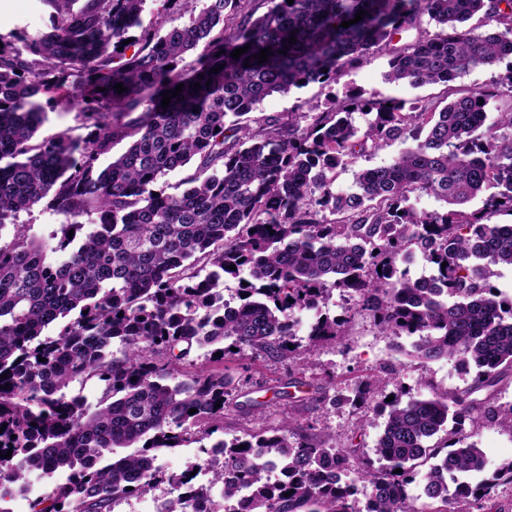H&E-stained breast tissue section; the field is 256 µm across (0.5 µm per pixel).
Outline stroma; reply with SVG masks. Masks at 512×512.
Segmentation results:
<instances>
[{
  "instance_id": "35a3bbf8",
  "label": "stroma",
  "mask_w": 512,
  "mask_h": 512,
  "mask_svg": "<svg viewBox=\"0 0 512 512\" xmlns=\"http://www.w3.org/2000/svg\"><path fill=\"white\" fill-rule=\"evenodd\" d=\"M48 13L43 0H8L7 6L0 8V35L17 32L35 35L45 30ZM387 70L386 57L377 56L362 68L344 74L333 87L311 83L285 96L268 97L260 110L266 115L285 114L300 105L323 103L327 93L340 95L349 88L408 101L418 97L436 101L447 95L448 87L441 84L414 89L388 83ZM77 98L78 93L69 81L38 94L37 99L47 112L38 138L62 131L75 138L86 135V128L77 118ZM326 312L347 319L345 336L311 348L296 370H289L287 363L261 355L249 354L225 362L224 372L233 380V391L224 419L217 425V438L228 441L262 433L289 415L298 436L310 435L354 448L350 465L356 469L363 459L374 458L376 441L385 424V415L376 405H352L359 386L381 378L385 381L384 394L404 389L427 396L435 390L465 388L471 381L454 363L444 360L425 363L409 355L406 347L411 343L410 337L397 339L382 334L372 312L360 308L356 298L332 291ZM292 373L312 382L315 392L301 402L274 398V390ZM249 399L263 402V410H241V403Z\"/></svg>"
}]
</instances>
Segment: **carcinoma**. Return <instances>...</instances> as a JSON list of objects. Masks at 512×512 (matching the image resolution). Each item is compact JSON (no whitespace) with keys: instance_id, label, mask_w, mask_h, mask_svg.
Masks as SVG:
<instances>
[{"instance_id":"cac0c4a2","label":"carcinoma","mask_w":512,"mask_h":512,"mask_svg":"<svg viewBox=\"0 0 512 512\" xmlns=\"http://www.w3.org/2000/svg\"><path fill=\"white\" fill-rule=\"evenodd\" d=\"M145 2L43 0L46 30L0 35V502L28 493L33 471L68 476L31 512H112L150 491L162 480L157 454L211 437L232 391L222 371L178 366L205 348L216 362L251 351L295 363L300 313H314L308 345L344 335L345 321L321 313L335 289L357 294L382 333L414 338V356L475 369L471 385L383 402L379 466L354 478L351 449L296 440L287 421L219 439L208 482L192 483L189 469L167 477V512H190L215 487L226 502L246 493L248 512H419L407 467L419 459L431 461L430 512H487L491 491L512 484V459L488 468L463 429L488 419L512 431V405L493 397L512 376V297L492 283L512 267V224L494 220L512 214V108L491 121L486 112L499 87L512 91V0H266L259 16L251 0H163L148 27ZM172 14L187 21L169 26ZM478 14L484 31L466 26ZM425 17L439 30L422 28ZM378 55L387 81L413 88L509 66L443 106L347 90L314 114L253 116L268 97L330 86ZM70 77L88 133L37 140L36 96ZM395 141L405 148L391 162L332 190L338 170ZM192 161L189 189L156 190ZM489 187L500 191L469 209ZM422 195L445 207L416 208ZM43 201L70 219L55 245L18 223ZM91 212L98 222L78 221ZM416 252L433 267L430 288L398 264ZM243 274L241 310L226 313L224 276ZM91 378L104 385L97 404L66 397ZM450 422L443 454L431 440ZM358 482L370 488L364 511Z\"/></svg>"}]
</instances>
